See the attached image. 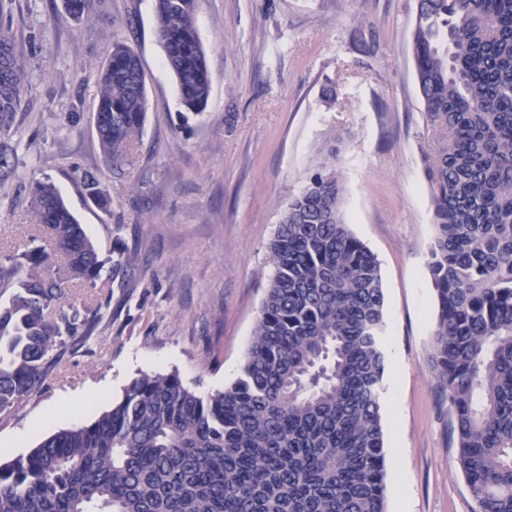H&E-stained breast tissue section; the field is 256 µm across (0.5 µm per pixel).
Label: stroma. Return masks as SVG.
I'll list each match as a JSON object with an SVG mask.
<instances>
[{
	"label": "stroma",
	"instance_id": "35a3bbf8",
	"mask_svg": "<svg viewBox=\"0 0 512 512\" xmlns=\"http://www.w3.org/2000/svg\"><path fill=\"white\" fill-rule=\"evenodd\" d=\"M416 13L417 0H197L211 95L204 114L185 121L154 0H95L81 23L61 0H0L26 74L0 169V255L28 244L37 181L57 186L101 255L118 240L136 253L124 287L69 286L70 302L99 309L91 334L58 348L40 389L0 412V451L24 455L41 437L91 421L144 374L177 372L202 395L230 386L282 210L338 132L345 219L384 284L388 512H472L448 402L428 365L437 309L422 151L432 133L411 56ZM118 41L141 56L149 120L116 168L99 151L92 113ZM91 180L110 210L92 201Z\"/></svg>",
	"mask_w": 512,
	"mask_h": 512
}]
</instances>
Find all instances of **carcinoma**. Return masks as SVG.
I'll return each instance as SVG.
<instances>
[{
  "label": "carcinoma",
  "instance_id": "carcinoma-1",
  "mask_svg": "<svg viewBox=\"0 0 512 512\" xmlns=\"http://www.w3.org/2000/svg\"><path fill=\"white\" fill-rule=\"evenodd\" d=\"M80 22L94 0H63ZM196 0H155L157 37L190 115L211 93ZM411 53L435 235L427 267L438 314L429 363L448 398L474 512H512V0H420ZM24 69L0 27V135ZM148 116L136 50L101 68L94 122L105 161H129ZM345 187L322 168L286 204L235 383L207 396L179 375L144 374L93 420L0 461V512H388L380 395L385 292L349 229ZM36 235L0 262V412L40 388L52 351L89 334L68 283L124 286L119 242L100 258L56 186L38 181ZM49 239L48 250L40 241Z\"/></svg>",
  "mask_w": 512,
  "mask_h": 512
}]
</instances>
